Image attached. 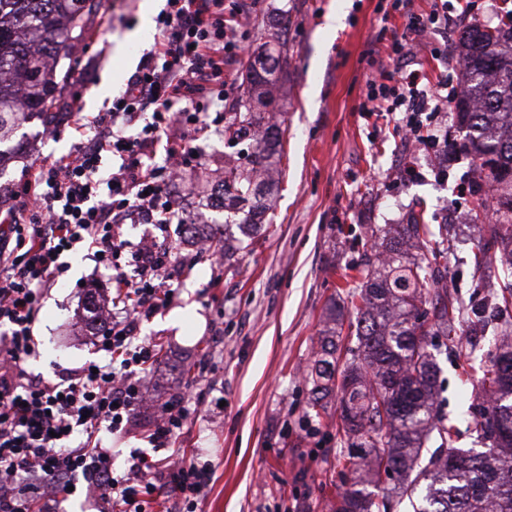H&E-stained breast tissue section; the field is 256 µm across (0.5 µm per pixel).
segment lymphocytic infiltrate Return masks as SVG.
Segmentation results:
<instances>
[{
	"instance_id": "obj_1",
	"label": "lymphocytic infiltrate",
	"mask_w": 512,
	"mask_h": 512,
	"mask_svg": "<svg viewBox=\"0 0 512 512\" xmlns=\"http://www.w3.org/2000/svg\"><path fill=\"white\" fill-rule=\"evenodd\" d=\"M167 2L154 51L107 112L89 125L78 104L70 105L67 124L93 127L90 142L41 162L0 199V512H56L54 490L79 476L96 512H147L161 499L171 500L173 512H197L213 479L210 463L171 452L196 412L184 397L161 404L149 433L153 454L134 455L128 467L116 465L113 448L100 438L130 431L145 399V374L163 361L157 343L138 338V322L166 307L191 269L166 244L122 240L119 227L183 224L172 193L178 169L191 165L210 110L223 108L233 84L229 67L240 56L242 0L229 8L224 0ZM392 8L405 19L403 28L389 31L394 60L414 56L428 33L448 30V0H435L424 17L410 12L409 0H393ZM460 89L444 71L429 83L419 69L381 65L360 109L405 113L406 138L441 157L448 144L429 127ZM161 140L175 166L155 164ZM81 244L111 270L122 296L112 317L96 293L83 303L86 325L110 360L47 378L29 369L38 353L33 327L46 288L64 272L62 255Z\"/></svg>"
}]
</instances>
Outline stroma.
Listing matches in <instances>:
<instances>
[{
    "label": "stroma",
    "instance_id": "stroma-1",
    "mask_svg": "<svg viewBox=\"0 0 512 512\" xmlns=\"http://www.w3.org/2000/svg\"><path fill=\"white\" fill-rule=\"evenodd\" d=\"M143 2L101 0L71 58L61 101L78 92L84 115L92 118L125 87L158 36L156 23L141 21ZM389 7L390 0H255L242 30L246 51L234 67L230 101L212 131L201 136V157L180 185L188 223L225 224L207 192L223 180L225 164L249 150L245 143L225 144L226 113L249 89L247 65L285 35L288 60L271 77L283 152L265 220L251 240L217 265L196 258L193 240L172 227L176 255L194 258L195 265L178 283L171 304L142 321L139 330L142 339L162 345L166 363L152 377L130 433L101 435L117 450V464L126 465L132 454L151 451L144 433L159 401L185 389L202 394L196 419L176 442L177 449L215 466L201 512H330L341 483L336 458L346 450L331 424L338 404L330 402L327 415L313 417L303 372L319 349L328 301L345 297L347 288L361 282L356 266L368 247V225L403 224L412 212L424 223L447 225L452 295L483 308L492 327L512 324L494 315L499 264L482 270L473 265L488 225L474 196L458 192L477 179L471 156L450 150L440 163L446 176L436 179L430 153L412 151L398 133L402 113L359 109L372 54L385 50L376 36ZM448 7L454 12L448 30L453 56L466 27L475 21L497 25L504 3L472 0L462 14L456 0ZM81 140L67 126L49 135L42 116L24 124L10 142L13 159L0 167V188L19 183L42 161L71 153ZM409 162L421 179L404 180ZM225 226L237 234L236 225ZM64 260L68 270L51 288L35 324L40 355L29 365L49 378L63 367L109 360L85 328L82 299L90 286L109 295L112 272L96 267L83 247ZM488 350V341L480 339L440 361L441 397L463 448L473 443L463 419L465 381L486 365ZM205 362L215 372L191 383L186 368ZM220 396L225 406L216 405Z\"/></svg>",
    "mask_w": 512,
    "mask_h": 512
}]
</instances>
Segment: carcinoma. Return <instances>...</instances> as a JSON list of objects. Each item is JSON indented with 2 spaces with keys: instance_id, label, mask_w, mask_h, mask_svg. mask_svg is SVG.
I'll use <instances>...</instances> for the list:
<instances>
[{
  "instance_id": "1",
  "label": "carcinoma",
  "mask_w": 512,
  "mask_h": 512,
  "mask_svg": "<svg viewBox=\"0 0 512 512\" xmlns=\"http://www.w3.org/2000/svg\"><path fill=\"white\" fill-rule=\"evenodd\" d=\"M100 0H0V144L24 118L51 112L69 79L61 62L85 35ZM462 94L454 101L463 147L478 173L496 182L497 208L512 213V26L495 31L470 24L460 39ZM266 68L251 65L246 80L256 99L241 100L224 126L231 144L256 128L246 162L224 173L223 201L263 208L260 177L279 153L278 134L264 126L254 104H268ZM414 216L407 224L371 229L376 252L359 270L363 282L347 292L353 318L331 302L320 358L308 372L315 417L340 394L336 435L348 445L338 459L343 483L333 512H512V336H494L482 375L470 381L469 424L483 447L453 446L441 411L437 339H454L462 316L448 298L445 232ZM490 237L503 273L502 301L512 304V222L496 219ZM348 326L354 346L339 364V337ZM389 480L381 488L382 477Z\"/></svg>"
}]
</instances>
